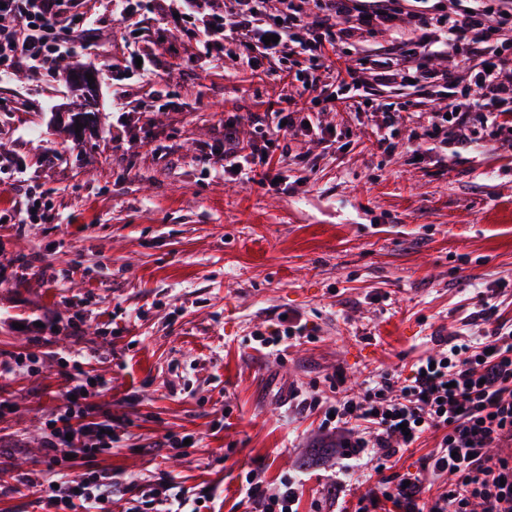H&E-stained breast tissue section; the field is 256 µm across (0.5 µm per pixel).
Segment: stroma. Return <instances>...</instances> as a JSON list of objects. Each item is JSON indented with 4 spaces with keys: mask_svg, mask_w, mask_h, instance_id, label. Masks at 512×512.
I'll list each match as a JSON object with an SVG mask.
<instances>
[{
    "mask_svg": "<svg viewBox=\"0 0 512 512\" xmlns=\"http://www.w3.org/2000/svg\"><path fill=\"white\" fill-rule=\"evenodd\" d=\"M95 35L53 70L0 82V153L27 157L24 186L42 192L43 224L0 226V353L27 351L39 380L0 382L13 410L0 436V469L45 471L43 424L59 403L61 358L91 354L89 375L110 389L100 403L120 421L118 447L86 461L144 484L171 477L208 496L206 512H243L241 480L254 471L269 487L299 472V512L323 499L337 467V433L303 411L311 388L360 393L369 377L406 378L424 352L512 324V157L487 146L428 150L413 140L415 114H402L394 151L376 145L368 109L340 105L322 121L336 143L290 137L279 159L286 182H228L200 155L224 121L282 97L299 96L278 72L254 74L226 41L200 58L183 29L145 14L139 47L153 59L146 79H113L125 51L110 0H92ZM411 24L337 47L330 65L383 59ZM98 76L97 120L80 137L60 126L75 97L69 68ZM177 109L144 111L154 97ZM121 111H113V104ZM85 301L82 339L66 323L71 299ZM494 313L471 325L480 299ZM313 338L283 356L253 347L256 331L281 315ZM57 318L36 336L16 322ZM192 434L197 445L180 440Z\"/></svg>",
    "mask_w": 512,
    "mask_h": 512,
    "instance_id": "obj_1",
    "label": "stroma"
}]
</instances>
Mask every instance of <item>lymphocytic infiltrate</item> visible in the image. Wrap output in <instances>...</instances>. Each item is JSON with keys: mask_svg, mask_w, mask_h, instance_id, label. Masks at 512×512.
Wrapping results in <instances>:
<instances>
[{"mask_svg": "<svg viewBox=\"0 0 512 512\" xmlns=\"http://www.w3.org/2000/svg\"><path fill=\"white\" fill-rule=\"evenodd\" d=\"M169 0L176 26H188L204 57L223 52L234 36L239 58L251 70L288 63L312 110L295 98L268 112L248 116L251 140L237 136V123L225 121L224 137L202 157L222 163L225 180L266 184L281 178L273 156L289 136L303 134L317 143L333 138L320 111L335 105L318 93L326 46L349 43L378 29L396 27L409 16L417 35L392 43L382 62L350 70L352 82L370 71L381 86L394 82L417 89L436 102L426 114L422 135L433 142L473 148L489 142L512 152V0H436L426 12H404L400 0ZM88 0H0V81L18 70L49 68L70 55L74 44L93 37ZM468 61L431 67L432 57ZM104 378H90L80 359L64 374L60 403L44 422L42 446L48 476L28 479L48 512H112L114 497L130 496L129 512H201L199 498L171 481L147 488L123 481L111 470L77 472L68 455L87 459L118 443V423L101 411ZM307 411L322 410L324 429L343 432L336 449L339 467L327 496L340 512H512V457L492 458L488 448L512 439V326H498L482 341L463 340L419 358L402 383L390 374L372 379L359 397L329 403L303 399ZM435 451L419 475L394 469L395 457L426 435ZM369 468L375 482L356 501L346 502L347 479ZM303 496L299 475L281 479L269 492L257 475L242 483L244 512H298Z\"/></svg>", "mask_w": 512, "mask_h": 512, "instance_id": "f902f5d3", "label": "lymphocytic infiltrate"}]
</instances>
